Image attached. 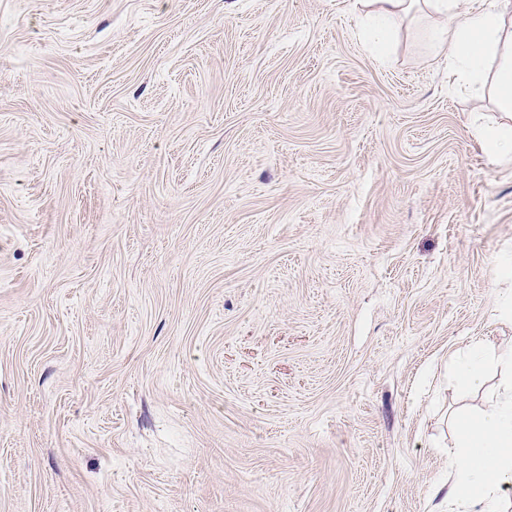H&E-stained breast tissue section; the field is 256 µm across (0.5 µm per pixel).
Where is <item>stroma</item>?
<instances>
[{
  "label": "stroma",
  "instance_id": "1",
  "mask_svg": "<svg viewBox=\"0 0 512 512\" xmlns=\"http://www.w3.org/2000/svg\"><path fill=\"white\" fill-rule=\"evenodd\" d=\"M444 23L0 0V512H448L512 161Z\"/></svg>",
  "mask_w": 512,
  "mask_h": 512
}]
</instances>
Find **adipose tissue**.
Segmentation results:
<instances>
[{
	"label": "adipose tissue",
	"instance_id": "1",
	"mask_svg": "<svg viewBox=\"0 0 512 512\" xmlns=\"http://www.w3.org/2000/svg\"><path fill=\"white\" fill-rule=\"evenodd\" d=\"M375 22V38L386 43L393 22L415 11L448 18L438 32L448 56L450 84H473L488 58L498 60L493 77L501 122L475 127L492 158L512 157V0H357ZM470 388L484 386L487 369L502 368L494 395L477 412L458 414L456 443L448 467V498L458 512H506L505 488L512 486V345L488 349L474 344L452 360Z\"/></svg>",
	"mask_w": 512,
	"mask_h": 512
}]
</instances>
